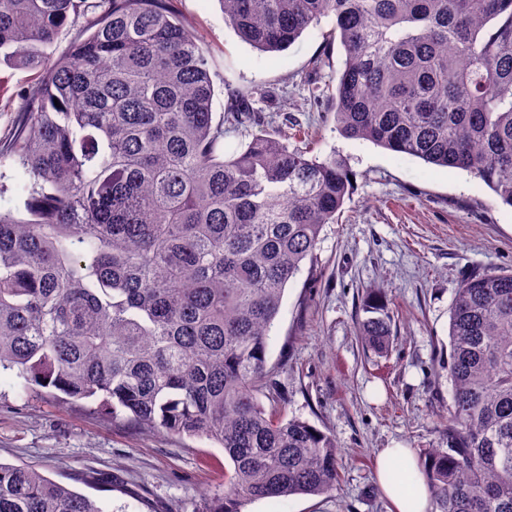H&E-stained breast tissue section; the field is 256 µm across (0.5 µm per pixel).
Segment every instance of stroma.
<instances>
[{
    "label": "stroma",
    "instance_id": "stroma-1",
    "mask_svg": "<svg viewBox=\"0 0 512 512\" xmlns=\"http://www.w3.org/2000/svg\"><path fill=\"white\" fill-rule=\"evenodd\" d=\"M211 60L213 110L225 81L261 90L266 129L291 118L310 132V155L344 159L353 188L285 292L268 347L272 393L287 416L335 437L341 464L324 495L262 499L244 512H395L376 480V457L402 447L421 455L448 445V320L470 275L512 269V207L459 170L395 157L349 140L333 113L312 110L309 85L341 69L331 19L279 57L253 49L224 23L220 0H172ZM320 70H312L313 60ZM34 71L0 64V138L13 133ZM386 294L395 340L386 354L362 345L356 323L368 290ZM0 461L30 465L93 499L103 512H202L224 491V451L199 437H168L113 420L92 400L60 405L42 388L0 370Z\"/></svg>",
    "mask_w": 512,
    "mask_h": 512
}]
</instances>
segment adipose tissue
<instances>
[{"label":"adipose tissue","mask_w":512,"mask_h":512,"mask_svg":"<svg viewBox=\"0 0 512 512\" xmlns=\"http://www.w3.org/2000/svg\"><path fill=\"white\" fill-rule=\"evenodd\" d=\"M376 477L396 512H431V496L416 469L411 449H382L377 456Z\"/></svg>","instance_id":"adipose-tissue-1"}]
</instances>
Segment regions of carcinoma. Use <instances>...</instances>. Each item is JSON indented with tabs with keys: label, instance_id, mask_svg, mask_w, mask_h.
<instances>
[{
	"label": "carcinoma",
	"instance_id": "cac0c4a2",
	"mask_svg": "<svg viewBox=\"0 0 512 512\" xmlns=\"http://www.w3.org/2000/svg\"><path fill=\"white\" fill-rule=\"evenodd\" d=\"M87 0H0V56L39 72L15 131L26 219L0 211V368L112 419L224 449L204 512L332 492L336 439L264 405L285 290L336 221L352 174L255 133L254 96L212 109L208 52L170 0H108L65 57L48 52ZM224 22L277 56L324 18L344 51L336 129L481 180L512 207V0H222ZM60 106H55V103ZM357 335L393 342L382 292ZM448 447L419 458L435 512H512V270L457 288L448 327ZM0 512H103L0 462Z\"/></svg>",
	"mask_w": 512,
	"mask_h": 512
}]
</instances>
